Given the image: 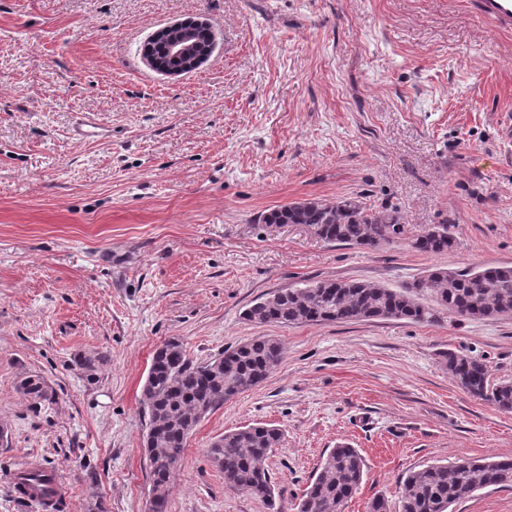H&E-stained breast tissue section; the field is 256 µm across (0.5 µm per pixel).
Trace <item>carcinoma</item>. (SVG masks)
<instances>
[{
  "label": "carcinoma",
  "instance_id": "1",
  "mask_svg": "<svg viewBox=\"0 0 512 512\" xmlns=\"http://www.w3.org/2000/svg\"><path fill=\"white\" fill-rule=\"evenodd\" d=\"M263 223L305 224L325 242L368 249L395 243L404 234L396 212L366 208L349 198L289 203L267 213ZM454 246L455 237L446 224L434 226L411 243L414 250L426 254H440ZM444 314L472 320L512 315V265L466 271L435 267L398 289L357 280L313 281L278 290L245 311L251 322L284 326L373 318L427 323ZM282 358L281 344L268 337L203 363L190 360L174 340L155 350L141 399L150 421L145 441L150 512H167L171 475L181 464L187 438L199 421L225 400L261 384ZM106 362V355L97 353L79 358L77 365L92 376ZM443 364L461 391L512 412V382L491 383L483 359L447 352ZM19 388L36 402L45 395L38 375L22 379ZM281 441L282 432L276 427L249 426L222 435L210 446L208 456L224 472L226 486L271 502L275 488L262 462ZM366 474V460L358 449L347 443L336 445L304 490L297 512H341ZM463 487L472 494L487 487L511 489L512 459H466L462 466L455 461L412 470L400 485L401 512H448L459 501Z\"/></svg>",
  "mask_w": 512,
  "mask_h": 512
}]
</instances>
